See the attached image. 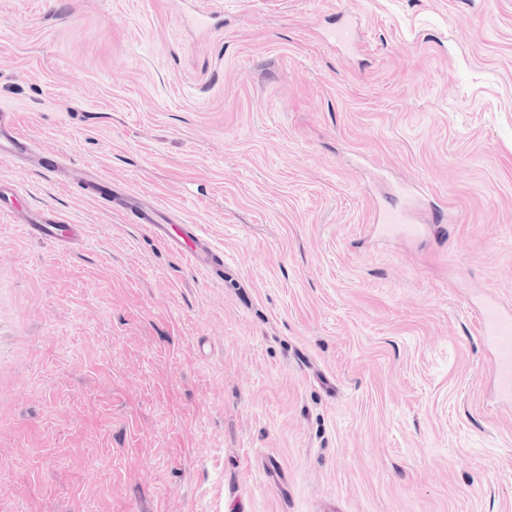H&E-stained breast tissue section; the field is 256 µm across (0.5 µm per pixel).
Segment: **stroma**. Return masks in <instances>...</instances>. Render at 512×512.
<instances>
[{"mask_svg":"<svg viewBox=\"0 0 512 512\" xmlns=\"http://www.w3.org/2000/svg\"><path fill=\"white\" fill-rule=\"evenodd\" d=\"M0 107L224 264L0 159V512H512V0H0ZM5 210L14 215L16 224H24L29 235L37 240L68 246L78 244L83 237L80 224H57L44 212L26 206L16 190L7 192L0 183V213ZM478 322L481 335L488 338L496 350L492 368L502 392L509 395L512 390V315L489 304L479 311Z\"/></svg>","mask_w":512,"mask_h":512,"instance_id":"obj_1","label":"stroma"}]
</instances>
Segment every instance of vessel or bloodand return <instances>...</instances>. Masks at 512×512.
<instances>
[{
  "mask_svg": "<svg viewBox=\"0 0 512 512\" xmlns=\"http://www.w3.org/2000/svg\"><path fill=\"white\" fill-rule=\"evenodd\" d=\"M0 156L14 160H28L36 167L59 174L63 181L76 188H92L110 209L134 215L136 223L162 241L173 253L186 259L206 273L220 275L221 268L215 261V248L211 240L195 224H176L168 212L155 202L130 194L120 186L92 169L65 168L58 160L35 152L33 145L20 134L8 113H0ZM11 212L16 223L25 225L31 237L62 245H75L83 237L78 224H59L44 212L32 209L21 201L16 191H5L0 186V212ZM482 336L494 346L497 357L493 371L500 381L503 393L512 392V315L497 305L489 304L478 313Z\"/></svg>",
  "mask_w": 512,
  "mask_h": 512,
  "instance_id": "vessel-or-blood-1",
  "label": "vessel or blood"
}]
</instances>
